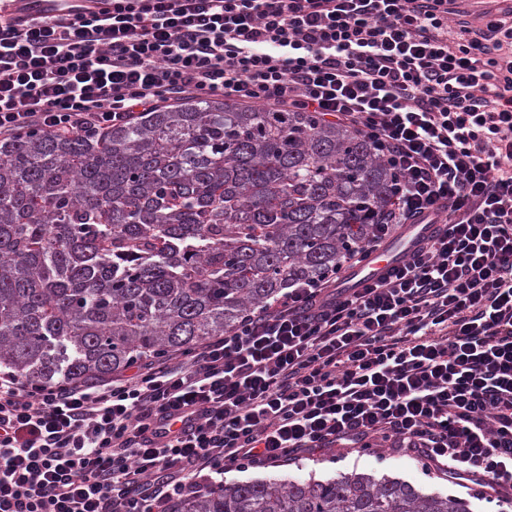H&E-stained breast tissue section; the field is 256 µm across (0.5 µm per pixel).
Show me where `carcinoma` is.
Wrapping results in <instances>:
<instances>
[{"instance_id": "carcinoma-1", "label": "carcinoma", "mask_w": 512, "mask_h": 512, "mask_svg": "<svg viewBox=\"0 0 512 512\" xmlns=\"http://www.w3.org/2000/svg\"><path fill=\"white\" fill-rule=\"evenodd\" d=\"M397 181L317 112L194 98L97 134L0 140V364L98 379L190 353L293 284L338 275ZM170 512H471L395 477L258 480Z\"/></svg>"}]
</instances>
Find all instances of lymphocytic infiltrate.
Masks as SVG:
<instances>
[{
	"label": "lymphocytic infiltrate",
	"mask_w": 512,
	"mask_h": 512,
	"mask_svg": "<svg viewBox=\"0 0 512 512\" xmlns=\"http://www.w3.org/2000/svg\"><path fill=\"white\" fill-rule=\"evenodd\" d=\"M449 0H112L0 7V137L94 133L185 98L318 112L399 179L354 292L323 278L191 359L85 383L0 370V512H169L225 469L373 441L512 506V10L448 33ZM440 224H409L400 244L391 251L383 254H373L366 265L354 272L349 282L343 287L352 288L356 284L375 279L393 266L404 263L416 249L419 241L429 236Z\"/></svg>",
	"instance_id": "f902f5d3"
}]
</instances>
